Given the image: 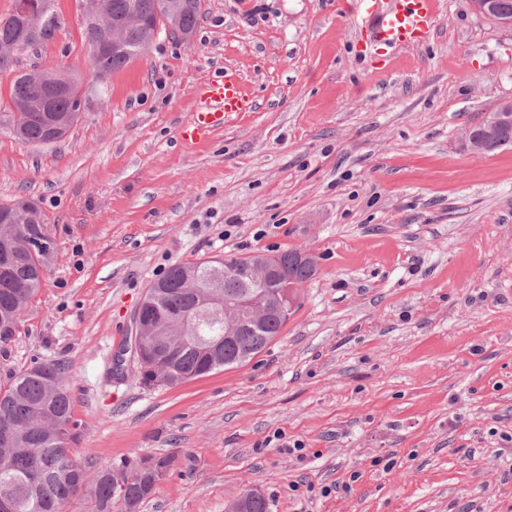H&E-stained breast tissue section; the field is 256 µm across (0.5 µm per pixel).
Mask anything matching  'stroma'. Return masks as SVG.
I'll use <instances>...</instances> for the list:
<instances>
[{
    "instance_id": "1",
    "label": "stroma",
    "mask_w": 512,
    "mask_h": 512,
    "mask_svg": "<svg viewBox=\"0 0 512 512\" xmlns=\"http://www.w3.org/2000/svg\"><path fill=\"white\" fill-rule=\"evenodd\" d=\"M0 72L80 75L61 140L0 132V204L35 202L54 263L0 345V385L67 368L76 456L176 463L139 512H512V149L462 128L512 102V28L439 0L429 44L365 45L357 0H205L194 37H159L93 76L79 0ZM237 71L254 111L182 140L195 90ZM307 248L280 335L251 361L143 387L131 342L145 288L179 262ZM338 485V492L321 490Z\"/></svg>"
}]
</instances>
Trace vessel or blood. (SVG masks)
<instances>
[{
  "instance_id": "obj_1",
  "label": "vessel or blood",
  "mask_w": 512,
  "mask_h": 512,
  "mask_svg": "<svg viewBox=\"0 0 512 512\" xmlns=\"http://www.w3.org/2000/svg\"><path fill=\"white\" fill-rule=\"evenodd\" d=\"M438 0H360V27L370 43L391 50L427 44L434 35ZM251 109L241 79L224 73L199 87L196 106L181 137L198 143L223 128L233 114Z\"/></svg>"
}]
</instances>
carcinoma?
Segmentation results:
<instances>
[{
    "label": "carcinoma",
    "instance_id": "carcinoma-1",
    "mask_svg": "<svg viewBox=\"0 0 512 512\" xmlns=\"http://www.w3.org/2000/svg\"><path fill=\"white\" fill-rule=\"evenodd\" d=\"M39 21L37 34L29 47L47 41L59 26L53 5ZM113 21L118 24L119 49H101L108 32L90 21L96 0H81L83 37L97 73L109 75L147 53L154 42V31L177 28L194 33L202 18V0L189 12L173 15V0H104ZM20 30L17 12L0 18V46L15 43ZM30 70L13 80L10 104L0 108V131L12 135L22 145L49 144L45 124L36 118L30 105L43 99L45 75ZM83 98L81 79L75 78L70 91L54 102L52 117L62 122L68 133L80 118L79 100ZM22 201L0 205L1 213L16 217L11 229L0 223V257L15 252L13 278L16 288L4 287L0 279V322L18 328L20 317L31 297L42 287L51 254L17 245L16 237L43 239L54 246L45 215L35 217L21 209ZM295 250L278 253L282 270L278 287L271 294H283V285H301L312 279L317 267L293 259ZM243 257L209 258L170 267L154 280L140 302L147 333L143 346L159 374L139 375L145 387L173 386L215 369L242 364L253 358L280 335L288 313L270 317L258 324L240 326L232 338H225L224 296L242 287ZM226 270L220 288L204 287L210 269ZM65 368L58 362H41L17 374L0 388V418L18 423L13 440H0V498L16 503V512H63V508L83 493L94 503L96 512H112L118 502L124 512L136 509L153 493L160 478L156 471L169 472L174 457H141L97 472L86 469L76 458L72 444L77 424L71 415V396L65 380Z\"/></svg>",
    "mask_w": 512,
    "mask_h": 512
}]
</instances>
